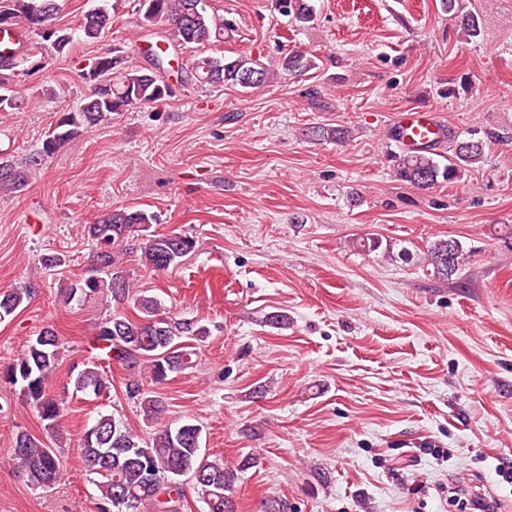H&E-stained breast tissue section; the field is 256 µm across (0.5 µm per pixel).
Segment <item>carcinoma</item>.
Here are the masks:
<instances>
[{"mask_svg":"<svg viewBox=\"0 0 512 512\" xmlns=\"http://www.w3.org/2000/svg\"><path fill=\"white\" fill-rule=\"evenodd\" d=\"M443 11L460 19V32L470 42L480 35L477 18L463 12L459 0H440ZM123 0H112L85 13L74 28H58L55 19L60 10L59 0H0V20L9 19L8 27L24 26L37 39L30 48L15 57H0V72L23 75L34 71L31 59L49 54H62L75 40L95 41L112 25ZM275 9L297 25L305 26L316 18L314 0H275ZM139 17L144 25L156 21L169 23L167 40L177 46L193 49L189 67L199 82L222 84L244 90L257 89L275 80L279 73L304 74L319 68L318 57L310 52L289 50L279 57L275 66H263L245 56L215 57L211 47L233 35V20L209 10L206 0H139ZM165 50L149 49L151 67L129 60L120 46L95 57L87 76L95 83L93 94L73 111L62 113L41 146L31 154L29 170L22 171L8 159L0 160V185L22 189L32 171L53 156L69 140L83 131L112 120V114L126 112L136 105L165 102L174 96V89L163 76ZM20 99L5 79H0V112L19 108ZM308 134L318 141L340 142L348 130L338 127L314 126ZM448 155L438 160L436 147L430 144L415 153L391 154L395 177L418 189L428 190L439 182L453 183L479 167L484 157L485 142L481 139H461L450 133ZM159 222L153 212L134 207L115 208L87 225L88 238L95 243L94 268L81 278L62 281L61 288L68 300H81L103 291L120 303L128 298L134 282L118 267L117 248L129 236L146 233L141 247L142 265L155 271H167L194 250L195 240L187 234L149 233ZM423 260L432 267L434 276L447 279L455 275L465 262L461 244L455 239H436L426 246ZM34 289L20 285L0 290V322L15 315L17 309L32 298ZM140 315L131 319L114 313L95 329L96 348L105 352L107 361L128 368L143 366L148 384L157 386L173 374L193 368L196 347L190 341H203L208 331L193 322H170L161 301L154 296L139 295L135 301ZM59 336L45 328L29 341L17 358L0 364V382L20 387V392L37 410L48 432H55L63 416L64 399L47 391L50 377L61 359ZM72 393L100 397L111 382L99 362L89 361L83 368L70 373ZM127 397L138 404L143 420L161 423L166 402L156 391L144 389L133 379L126 383ZM203 427L186 419L180 423H162L151 440L145 441L125 423L107 414H98L94 423L78 439L77 449L88 470L97 475L98 498L96 512H174L171 503L181 499V486L173 488L156 484L151 476L174 473L189 475L205 495L207 512H234L227 495L237 473L219 459H209L202 451ZM13 464L22 468L35 488L54 484L60 473V462L54 449L40 439L20 432L16 435Z\"/></svg>","mask_w":512,"mask_h":512,"instance_id":"1","label":"carcinoma"}]
</instances>
